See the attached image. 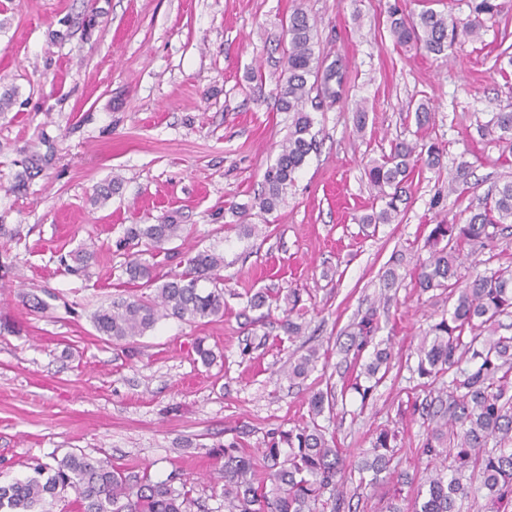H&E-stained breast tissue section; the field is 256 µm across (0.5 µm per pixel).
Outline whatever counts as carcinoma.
<instances>
[{
    "label": "carcinoma",
    "mask_w": 512,
    "mask_h": 512,
    "mask_svg": "<svg viewBox=\"0 0 512 512\" xmlns=\"http://www.w3.org/2000/svg\"><path fill=\"white\" fill-rule=\"evenodd\" d=\"M491 0H479L474 16L463 24L450 15L426 9L410 18L397 8L388 11L389 31L396 42L440 55L456 39H478L481 15L493 10ZM313 25L302 12L288 18L284 50V75L276 93L277 107L293 114L288 138L275 163L265 173L258 196L259 209L271 211L282 201L295 173L316 148L308 108L321 109L342 97L344 73L333 62L328 66L312 48ZM492 134L512 153V111L499 112L480 128ZM415 146L406 141L391 144L383 160L368 165L366 174L385 206L363 218L366 224H390L399 214L401 185L415 167ZM512 228V181L505 182L478 211L463 223L437 224L427 245L429 255L416 263V285L424 291L441 289L448 294V311L430 326L417 350L412 372L421 380L441 382L448 398L445 410L431 402L420 404L428 423L420 455L425 457V478L403 508L399 477L390 497L378 512H460L458 503L470 497L485 499L486 512H512V336L500 333L501 317L512 314V270L487 269L474 279L460 281L458 270L463 248L493 249L496 237ZM183 227L169 219L158 224H134L127 240L153 247L181 237ZM224 259L199 251L179 274L163 278L154 266L133 258L125 264L128 281L154 289L147 298L113 301L93 316L99 335L114 343H128L167 318L196 321L224 315V291L219 288ZM299 295L288 293V314L283 328L297 337L302 327L292 319ZM378 329L377 310L369 308L345 332L341 345L353 360L373 347L372 359L351 388L366 401L390 370L391 352L373 345ZM318 350L289 367L288 375H307L318 361ZM372 384H361V378ZM335 392L319 390L309 399L310 421L303 427L272 433L257 449L266 476L256 478L255 457L231 441L224 445L217 481L223 483L224 512H360L361 502L348 493L372 485L391 470L398 453V431L384 427L372 438L362 458L350 460L336 441L326 438L318 418L333 408ZM34 475L0 485V512H39L49 497L74 494L79 512H192L197 501L190 491L178 490L171 481L130 477L105 459L69 453L55 464L36 462Z\"/></svg>",
    "instance_id": "carcinoma-1"
}]
</instances>
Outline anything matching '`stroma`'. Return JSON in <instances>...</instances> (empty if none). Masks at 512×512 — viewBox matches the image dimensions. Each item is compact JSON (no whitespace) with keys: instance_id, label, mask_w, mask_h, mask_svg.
<instances>
[{"instance_id":"1","label":"stroma","mask_w":512,"mask_h":512,"mask_svg":"<svg viewBox=\"0 0 512 512\" xmlns=\"http://www.w3.org/2000/svg\"><path fill=\"white\" fill-rule=\"evenodd\" d=\"M494 2L479 40L435 56L393 40L390 6L464 21L476 0H0V96L12 99L0 112V319L9 325L0 485L32 476L35 462L83 453L132 476L173 478L198 512H224L210 480L220 445L251 452L268 433L304 425L309 396L329 384L344 396L318 423L337 447L357 456L389 424L399 431L397 470L421 468L426 427L413 408L428 390L407 363L448 301L416 288L410 260L427 257L435 225L463 221L512 180V159L479 132L512 110V0ZM298 10L316 24V54L339 60L346 84L339 103L314 115L317 151L264 212L254 200L291 123L275 96L286 21ZM395 140L437 144L441 163L415 167L395 221L364 223L382 206L366 168ZM462 162L471 175L457 185ZM108 185L112 194L96 200ZM164 218L183 233L143 260L165 274L197 251L221 255L224 315L163 319L135 343L105 342L93 313L142 292L124 272L134 251L126 230ZM88 241L95 262L70 271ZM400 255L399 286L385 290L382 275ZM265 289L299 293L301 337H287L281 310L259 323L246 311L247 294ZM33 293L44 311L30 310ZM371 307L393 360L364 402L347 388L355 373L338 338ZM199 340L211 365L195 359ZM311 346L315 369L289 381L290 363Z\"/></svg>"}]
</instances>
